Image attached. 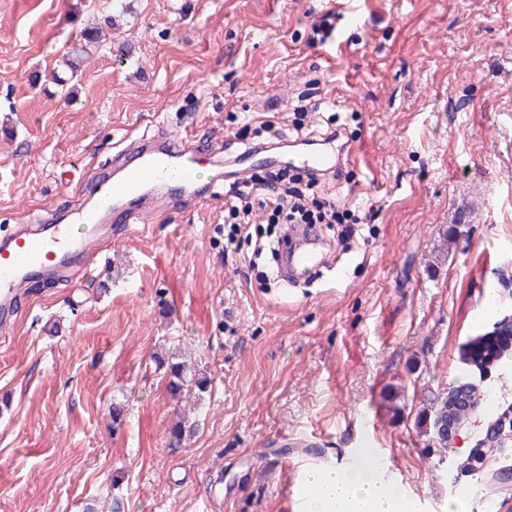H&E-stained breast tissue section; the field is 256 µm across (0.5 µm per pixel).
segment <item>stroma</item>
I'll return each instance as SVG.
<instances>
[{
  "mask_svg": "<svg viewBox=\"0 0 512 512\" xmlns=\"http://www.w3.org/2000/svg\"><path fill=\"white\" fill-rule=\"evenodd\" d=\"M346 2L135 0L68 97L30 78L110 0H0V230L32 212L67 221L158 124L228 164L216 139L241 151L292 133L305 96L304 134L332 125L362 146L318 196L370 216L349 239L318 225L330 262L293 283L255 249L271 236L262 211L225 250L223 183L159 189L145 230L108 221L93 274L31 283L0 337V512H297L305 470L362 448L414 512L455 497L512 512L495 457L454 477L416 427L506 306L512 0ZM175 357L207 377L200 397H170ZM181 416L194 430L176 445Z\"/></svg>",
  "mask_w": 512,
  "mask_h": 512,
  "instance_id": "1",
  "label": "stroma"
}]
</instances>
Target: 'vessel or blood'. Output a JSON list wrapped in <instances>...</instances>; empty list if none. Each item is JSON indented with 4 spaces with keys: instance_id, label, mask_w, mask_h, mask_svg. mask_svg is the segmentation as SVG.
Here are the masks:
<instances>
[{
    "instance_id": "b4317fda",
    "label": "vessel or blood",
    "mask_w": 512,
    "mask_h": 512,
    "mask_svg": "<svg viewBox=\"0 0 512 512\" xmlns=\"http://www.w3.org/2000/svg\"><path fill=\"white\" fill-rule=\"evenodd\" d=\"M188 142V137L175 142L166 132H159L155 144L136 149L135 160L126 164L119 177L99 181L93 205L78 209L71 223L1 239L0 329L13 325L10 307L24 293L35 273L63 272L66 262L76 256L93 259L105 244L106 216L114 214L122 223L137 224L144 212H157L156 188L193 187L202 160L188 149ZM358 153V146H341L331 138L323 140L320 149L288 157L247 149L234 158V178L246 181L260 163L276 168L289 166L308 173L328 172L341 168L343 162H356ZM295 240L288 255L289 263L293 270L309 271L314 265V255L304 245L303 235H296Z\"/></svg>"
}]
</instances>
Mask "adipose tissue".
Wrapping results in <instances>:
<instances>
[{
  "instance_id": "obj_1",
  "label": "adipose tissue",
  "mask_w": 512,
  "mask_h": 512,
  "mask_svg": "<svg viewBox=\"0 0 512 512\" xmlns=\"http://www.w3.org/2000/svg\"><path fill=\"white\" fill-rule=\"evenodd\" d=\"M308 512H411L409 502L383 485L370 462L346 470L318 469L306 478Z\"/></svg>"
}]
</instances>
